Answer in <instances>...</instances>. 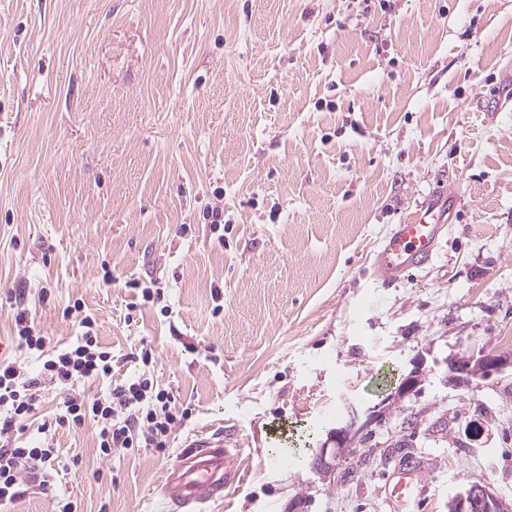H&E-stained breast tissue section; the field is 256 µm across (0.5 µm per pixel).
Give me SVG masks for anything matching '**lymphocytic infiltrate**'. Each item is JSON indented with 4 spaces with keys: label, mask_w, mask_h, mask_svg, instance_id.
I'll return each instance as SVG.
<instances>
[{
    "label": "lymphocytic infiltrate",
    "mask_w": 512,
    "mask_h": 512,
    "mask_svg": "<svg viewBox=\"0 0 512 512\" xmlns=\"http://www.w3.org/2000/svg\"><path fill=\"white\" fill-rule=\"evenodd\" d=\"M66 313L78 316L82 332L62 346L51 345L25 308L15 315L21 356L0 362V503L22 497L32 483L45 491L51 487L55 449L45 440L35 445L24 440L25 423L38 411L46 384L58 389L60 401L56 412L38 425V433L78 427L93 418L99 453L106 458L122 448L168 447L173 432L191 416L148 374L112 382V352L101 345L95 319L78 303ZM91 380L105 381V389L86 395L81 385Z\"/></svg>",
    "instance_id": "obj_1"
}]
</instances>
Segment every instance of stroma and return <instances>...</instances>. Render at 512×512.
Wrapping results in <instances>:
<instances>
[{
    "label": "stroma",
    "instance_id": "35a3bbf8",
    "mask_svg": "<svg viewBox=\"0 0 512 512\" xmlns=\"http://www.w3.org/2000/svg\"><path fill=\"white\" fill-rule=\"evenodd\" d=\"M441 185L433 262L382 286L383 238ZM76 302L113 381L150 371L191 417L108 459L93 419L54 430L53 494L0 512H164L218 429L241 481L210 512H394L407 458L433 468L405 512L475 482L512 503V367L445 379L512 358V0H0V359L18 307L64 344ZM353 407L383 417L322 476ZM505 362L506 359L500 356L490 357L482 355L478 359L468 360L465 364L458 365L452 368V370H454V372L460 370L461 372H465L467 377L477 378L485 376L493 370H501Z\"/></svg>",
    "mask_w": 512,
    "mask_h": 512
}]
</instances>
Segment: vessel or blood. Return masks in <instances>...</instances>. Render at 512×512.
I'll return each instance as SVG.
<instances>
[{
	"instance_id": "vessel-or-blood-1",
	"label": "vessel or blood",
	"mask_w": 512,
	"mask_h": 512,
	"mask_svg": "<svg viewBox=\"0 0 512 512\" xmlns=\"http://www.w3.org/2000/svg\"><path fill=\"white\" fill-rule=\"evenodd\" d=\"M451 190L429 199L403 223L395 225L375 253L373 276L389 285L432 262L446 224ZM424 466L413 461L398 467L388 484L390 501L404 508L423 493ZM239 479L235 458L220 433L201 435L181 449L176 464L166 470L161 496L166 512H205L223 500L225 488Z\"/></svg>"
}]
</instances>
